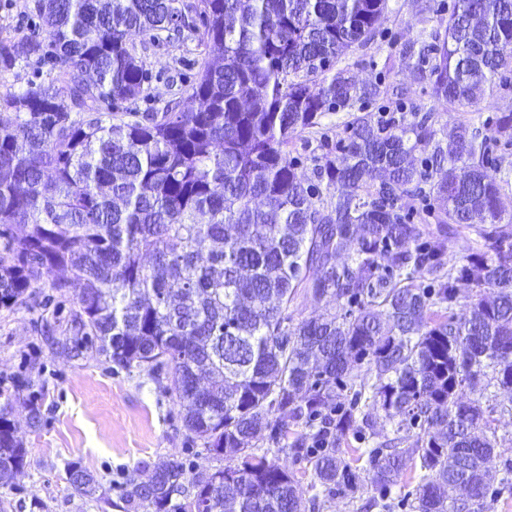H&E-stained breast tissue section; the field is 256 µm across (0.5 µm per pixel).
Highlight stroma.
<instances>
[{
	"instance_id": "obj_1",
	"label": "stroma",
	"mask_w": 512,
	"mask_h": 512,
	"mask_svg": "<svg viewBox=\"0 0 512 512\" xmlns=\"http://www.w3.org/2000/svg\"><path fill=\"white\" fill-rule=\"evenodd\" d=\"M36 3L0 0V41L24 51L26 37L39 23ZM429 4L388 0V27L404 40L428 37L437 26ZM197 42L193 34L148 47L144 57L156 78L136 111L171 99L169 77L174 72L186 77L195 73ZM344 63L359 83L381 80L388 92L403 94L414 108L428 111L436 106L426 84L414 81L384 42L351 51ZM348 118L345 112L329 114L317 131L294 135L292 149L304 158L298 170L302 180L313 179V157L321 155L324 139L342 133ZM76 294L73 287L56 294L38 282L22 304L0 308V407L10 406L15 435L27 452L22 472L11 486L0 488L9 512H135L125 496V481L129 475L147 473L158 457L182 462L192 472H211L226 464L186 430L182 407L165 391L167 369L151 374L106 362L92 349L77 357L62 351L59 342L68 337L78 308ZM34 408L41 417L36 427L29 423ZM492 416L503 453L492 462L485 512H512V483L503 481L506 467L512 465V414L497 408ZM374 430L373 437L348 439L347 457L358 474L356 488L330 496L315 484L306 459L272 451L268 436H260L259 443L297 482L307 512H363V505L373 500L385 504V512H410L407 502L420 482L419 469L407 468L397 486L382 492L356 461L360 452L376 445L378 436L392 434L393 427L380 420ZM74 465L94 476V493L79 492L70 484L68 470Z\"/></svg>"
}]
</instances>
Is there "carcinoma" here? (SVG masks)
Masks as SVG:
<instances>
[{
  "label": "carcinoma",
  "mask_w": 512,
  "mask_h": 512,
  "mask_svg": "<svg viewBox=\"0 0 512 512\" xmlns=\"http://www.w3.org/2000/svg\"><path fill=\"white\" fill-rule=\"evenodd\" d=\"M36 8L51 50L34 33L25 59L57 70L0 92V307L34 282L79 283L62 350L168 366L186 429L235 462L188 477L160 457L126 498L168 512L190 490V512H306L288 471L258 453L262 430L279 442L304 426L281 450L306 457L320 485L352 488L343 445L380 416L397 437L366 450L377 488L417 463L412 512H483L498 448L481 400L491 387L512 395V214L488 175L512 146V111L455 123L445 149L433 113L379 103L382 82L357 83L342 57L384 39L439 105L491 111L512 85V0H433L444 32L403 44L388 0ZM186 31L200 35L194 79L124 121L152 79L131 37L155 46ZM330 112L354 116L305 185L288 147ZM430 218L450 240L471 234L463 255L423 242ZM301 295L334 307L295 323ZM8 415L0 488L25 465ZM69 480L95 485L78 466ZM459 481L471 498L450 504L444 489Z\"/></svg>",
  "instance_id": "obj_1"
}]
</instances>
